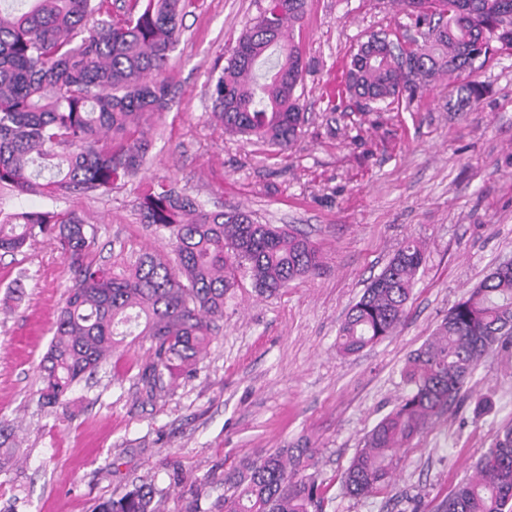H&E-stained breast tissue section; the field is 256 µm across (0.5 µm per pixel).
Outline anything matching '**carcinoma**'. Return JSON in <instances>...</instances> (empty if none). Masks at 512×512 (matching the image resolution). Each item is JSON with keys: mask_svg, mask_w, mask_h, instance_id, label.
<instances>
[{"mask_svg": "<svg viewBox=\"0 0 512 512\" xmlns=\"http://www.w3.org/2000/svg\"><path fill=\"white\" fill-rule=\"evenodd\" d=\"M226 64L210 80L211 119L224 132L281 151L306 115L298 87L303 58L294 27L305 0H265ZM419 37L373 33L350 51V99L376 112H402L430 84L452 80L461 107L477 105L473 74L512 47V0H399ZM195 0H0V188L66 196L108 189L135 176L154 125L170 101L163 77ZM143 223L167 235L170 253L143 252L110 264L94 256L97 228L75 213L6 212L0 251L47 242L71 286L41 363L39 400L64 404L74 382L113 359V381L133 370L154 395L192 371L224 320V299L247 275L271 297L316 273L319 249L288 225L260 224L239 208L209 210L164 181L139 186ZM426 251L407 239L360 299L337 337L355 355L392 335L411 298ZM137 342L148 361L126 360ZM512 348V268L496 267L453 306L433 336L407 358L409 393L363 438L341 486L351 497L385 487L411 442L467 396L482 359ZM311 448H279L224 473L210 512H322V487L307 470ZM157 489L134 484L97 512H159ZM438 512H512V421L502 424L474 470Z\"/></svg>", "mask_w": 512, "mask_h": 512, "instance_id": "1", "label": "carcinoma"}]
</instances>
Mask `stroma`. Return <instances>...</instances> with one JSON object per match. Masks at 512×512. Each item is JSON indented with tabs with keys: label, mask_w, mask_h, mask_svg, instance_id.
Returning a JSON list of instances; mask_svg holds the SVG:
<instances>
[{
	"label": "stroma",
	"mask_w": 512,
	"mask_h": 512,
	"mask_svg": "<svg viewBox=\"0 0 512 512\" xmlns=\"http://www.w3.org/2000/svg\"><path fill=\"white\" fill-rule=\"evenodd\" d=\"M264 0H198L167 71L173 100L156 123L138 181L163 178L209 208L238 207L288 225L320 250L317 274L278 295L249 277L224 302L222 329L194 370L154 397L112 365L73 384L67 409L38 402L39 362L71 275L40 243L0 256V512H94L132 484L161 490V512H209L214 485L240 461L278 448L315 449L324 512H437L512 419V354L483 358L471 383L494 410L451 407L406 451L393 480L361 498L340 476L364 435L408 389L401 369L468 291L512 258V55L484 67L481 102L449 109L447 81L404 112L331 113L322 95L358 42L409 30L398 0H307L295 30L306 64L307 121L288 151L225 134L209 119V79ZM138 182L60 197L5 195L13 211L74 212L97 225V253L138 254L166 242L141 221ZM427 261L403 323L362 352L336 337L406 238Z\"/></svg>",
	"instance_id": "1"
}]
</instances>
